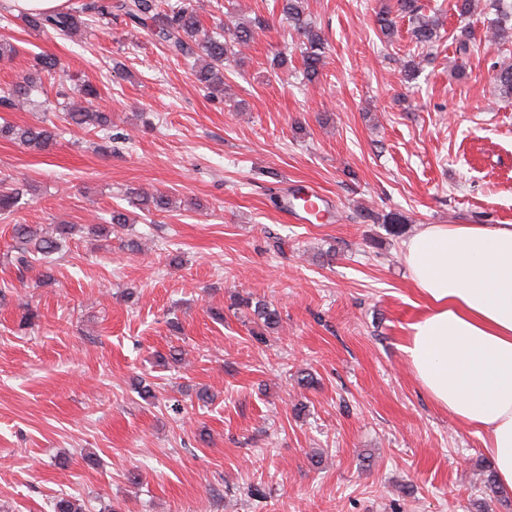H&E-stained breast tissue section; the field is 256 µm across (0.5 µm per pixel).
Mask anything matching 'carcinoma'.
<instances>
[{
  "label": "carcinoma",
  "instance_id": "obj_1",
  "mask_svg": "<svg viewBox=\"0 0 512 512\" xmlns=\"http://www.w3.org/2000/svg\"><path fill=\"white\" fill-rule=\"evenodd\" d=\"M280 14L304 45L302 52L303 76L312 83L319 79L325 64L326 39L322 30L311 21L308 13V0H277ZM408 16L411 24V37L423 47H433L439 40L440 19L421 12L417 0H396L393 6L381 8L376 14L380 33L392 40L396 31L395 15ZM122 19L125 25L134 30H147L164 44L176 58L191 65L194 80L211 96L224 94V63L242 52L254 39V28L249 22L237 21L233 24L232 39L224 36V23L218 22L211 31L203 29L200 16L191 0H177L162 10L155 0H77L65 11L53 14H28L22 18L24 25L37 32L52 33L64 39H72L81 34L87 20L112 23ZM491 41L501 46L512 41V24L504 14L490 27ZM62 68L60 60L45 54L37 58L33 71L24 75L22 81L0 96V102L12 108L20 103L31 102L33 93H45L42 76L50 75ZM495 81L500 94L512 98V59L503 57L495 65ZM66 120L80 127H92L106 135H112V113L91 110L80 104L65 112ZM55 127L46 120L39 119L32 124L18 125L8 121L0 123V139L18 143L36 152H48L56 145ZM28 193L27 185L15 182L0 191V213H9L16 202ZM131 205L137 208L167 212L173 206L169 196L156 192L152 194L131 192ZM73 224H58L47 231L38 225L16 224L13 227L17 242L18 266L26 268L31 262L47 263L53 254L59 252L69 235L74 232ZM235 305L254 307V314L264 329L278 328L280 318L276 309L252 297H237ZM53 512H85L78 500L61 496L53 499Z\"/></svg>",
  "mask_w": 512,
  "mask_h": 512
}]
</instances>
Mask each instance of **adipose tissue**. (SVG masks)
I'll use <instances>...</instances> for the list:
<instances>
[{"instance_id": "adipose-tissue-1", "label": "adipose tissue", "mask_w": 512, "mask_h": 512, "mask_svg": "<svg viewBox=\"0 0 512 512\" xmlns=\"http://www.w3.org/2000/svg\"><path fill=\"white\" fill-rule=\"evenodd\" d=\"M402 256L425 301L402 350L432 401L484 432L512 490V224H425Z\"/></svg>"}]
</instances>
